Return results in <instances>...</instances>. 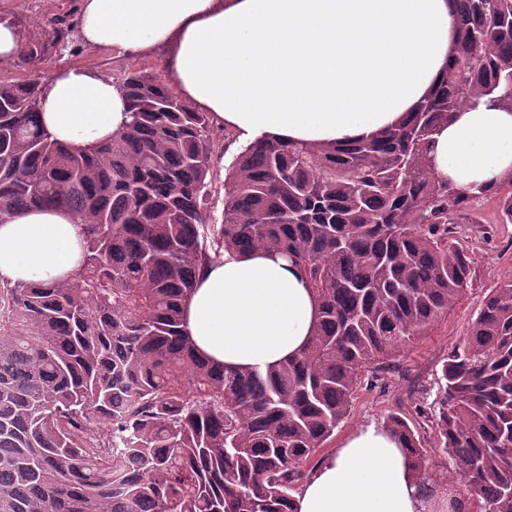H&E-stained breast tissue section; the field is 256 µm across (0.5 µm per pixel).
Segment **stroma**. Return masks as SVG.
Here are the masks:
<instances>
[{"instance_id": "obj_1", "label": "stroma", "mask_w": 512, "mask_h": 512, "mask_svg": "<svg viewBox=\"0 0 512 512\" xmlns=\"http://www.w3.org/2000/svg\"><path fill=\"white\" fill-rule=\"evenodd\" d=\"M78 12L79 0H0V17L10 19L19 28L24 46L44 41L54 22L65 30L68 41L65 50L50 51L33 67L23 64L17 57L0 62V81L24 79L34 73L44 76L62 63L78 64L117 81L133 72L162 74L163 52L149 57H130L86 47L78 35ZM497 204L493 196L479 199L476 203L479 224H461L456 228L459 240L469 247L472 257L470 288L447 315L407 343L387 370L363 375L354 392L350 412L307 463V470H314L361 425H382L387 415L399 412L411 419L422 443L429 449L428 463L433 473L444 477V460L434 451L436 426L431 419L416 414L409 391L414 387L426 390L427 404H435L442 360L463 342L489 290L512 279V224L497 223Z\"/></svg>"}]
</instances>
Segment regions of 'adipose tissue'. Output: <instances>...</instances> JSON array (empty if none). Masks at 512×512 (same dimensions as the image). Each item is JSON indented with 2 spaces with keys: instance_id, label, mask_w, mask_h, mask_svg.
I'll use <instances>...</instances> for the list:
<instances>
[{
  "instance_id": "1",
  "label": "adipose tissue",
  "mask_w": 512,
  "mask_h": 512,
  "mask_svg": "<svg viewBox=\"0 0 512 512\" xmlns=\"http://www.w3.org/2000/svg\"><path fill=\"white\" fill-rule=\"evenodd\" d=\"M91 48L165 53L164 77L192 108L246 135L299 143L370 138L402 122L455 49L449 0H81ZM51 139L80 148L127 120L112 78L58 65L40 87ZM435 170L461 192L512 176V111L464 108L435 136ZM85 227L65 208L0 219V283L62 281L80 268ZM319 308L299 272L268 252L205 265L183 329L208 360L267 369L295 356ZM296 512H424L418 479L384 429L360 427L295 496Z\"/></svg>"
}]
</instances>
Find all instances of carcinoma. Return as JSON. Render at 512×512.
<instances>
[{"label":"carcinoma","instance_id":"carcinoma-1","mask_svg":"<svg viewBox=\"0 0 512 512\" xmlns=\"http://www.w3.org/2000/svg\"><path fill=\"white\" fill-rule=\"evenodd\" d=\"M454 3L455 55L405 122L350 144L260 136L224 167L219 215L209 114L161 76L127 75L129 121L89 150L44 132L39 76L0 82V218L63 206L86 226L73 277L0 285V512H294L362 374L467 290L455 225L488 194L512 224V192L464 194L433 168V135L461 107L512 109V0ZM246 250L284 256L320 308L305 348L264 372L206 362L182 329L202 266ZM439 390L436 451L464 483L448 512L469 496L512 512V280ZM384 428L431 498L413 425L392 413Z\"/></svg>","mask_w":512,"mask_h":512}]
</instances>
